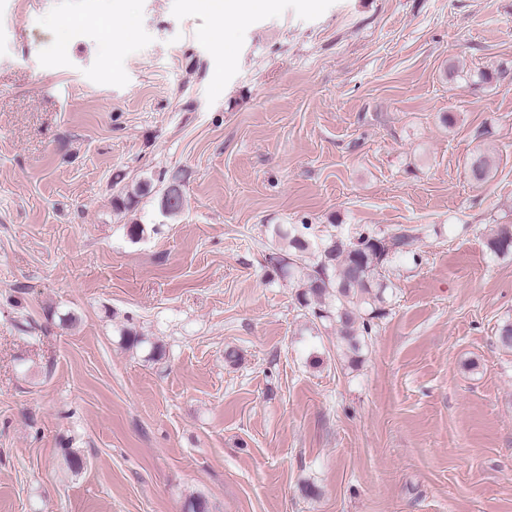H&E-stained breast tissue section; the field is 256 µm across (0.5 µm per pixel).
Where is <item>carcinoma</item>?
I'll return each mask as SVG.
<instances>
[{
  "instance_id": "cac0c4a2",
  "label": "carcinoma",
  "mask_w": 512,
  "mask_h": 512,
  "mask_svg": "<svg viewBox=\"0 0 512 512\" xmlns=\"http://www.w3.org/2000/svg\"><path fill=\"white\" fill-rule=\"evenodd\" d=\"M467 167L475 182L490 176L489 160L482 154L472 155ZM152 191V184L139 182L117 199L116 206L129 209ZM184 202L183 193L172 196L166 190L160 208L164 215L174 217ZM274 234L281 241L276 269L298 288L299 305L324 327L336 329L344 354L357 355L372 336L374 319L382 316L379 304L387 288L386 266L394 256L411 252L412 230L398 228L382 237L364 231L353 239L328 234L312 241L295 228L279 225ZM486 247L496 256L512 252V224L496 225Z\"/></svg>"
}]
</instances>
